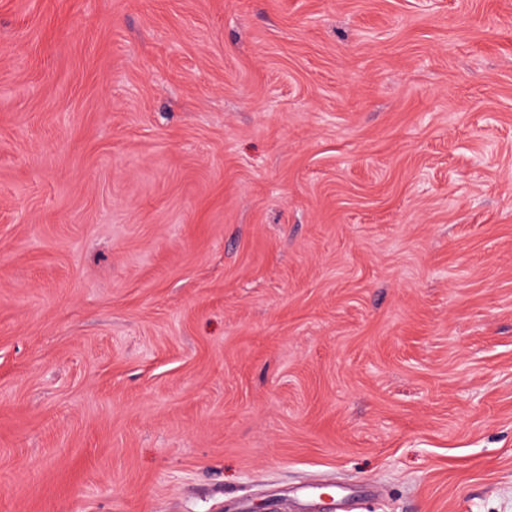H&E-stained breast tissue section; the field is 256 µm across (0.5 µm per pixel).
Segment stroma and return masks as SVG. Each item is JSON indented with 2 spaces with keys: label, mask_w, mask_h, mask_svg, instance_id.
I'll return each instance as SVG.
<instances>
[{
  "label": "stroma",
  "mask_w": 512,
  "mask_h": 512,
  "mask_svg": "<svg viewBox=\"0 0 512 512\" xmlns=\"http://www.w3.org/2000/svg\"><path fill=\"white\" fill-rule=\"evenodd\" d=\"M512 512V0H0V512Z\"/></svg>",
  "instance_id": "obj_1"
}]
</instances>
